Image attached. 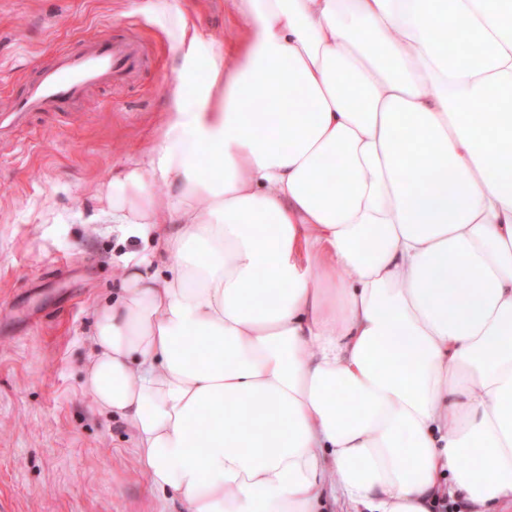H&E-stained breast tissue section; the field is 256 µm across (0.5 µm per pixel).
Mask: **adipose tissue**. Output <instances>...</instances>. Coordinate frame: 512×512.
<instances>
[{"label":"adipose tissue","mask_w":512,"mask_h":512,"mask_svg":"<svg viewBox=\"0 0 512 512\" xmlns=\"http://www.w3.org/2000/svg\"><path fill=\"white\" fill-rule=\"evenodd\" d=\"M235 9L105 198L155 247L95 312L97 411L188 512H512V0Z\"/></svg>","instance_id":"1"}]
</instances>
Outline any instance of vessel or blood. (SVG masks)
Instances as JSON below:
<instances>
[{"mask_svg":"<svg viewBox=\"0 0 512 512\" xmlns=\"http://www.w3.org/2000/svg\"><path fill=\"white\" fill-rule=\"evenodd\" d=\"M144 61L140 46L124 39L93 40L78 52H61L52 64L40 69L23 95L0 111V138L8 137L37 113L78 109L90 88L134 78Z\"/></svg>","mask_w":512,"mask_h":512,"instance_id":"b4317fda","label":"vessel or blood"}]
</instances>
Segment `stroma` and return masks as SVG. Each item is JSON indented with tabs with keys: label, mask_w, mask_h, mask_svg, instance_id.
<instances>
[{
	"label": "stroma",
	"mask_w": 512,
	"mask_h": 512,
	"mask_svg": "<svg viewBox=\"0 0 512 512\" xmlns=\"http://www.w3.org/2000/svg\"><path fill=\"white\" fill-rule=\"evenodd\" d=\"M0 0V107L57 50L140 43L135 81L85 94L0 141V512H186L141 470L120 418L83 388L96 307L151 245L112 221V177L140 161L177 91L182 32L234 41L233 0Z\"/></svg>",
	"instance_id": "stroma-1"
}]
</instances>
